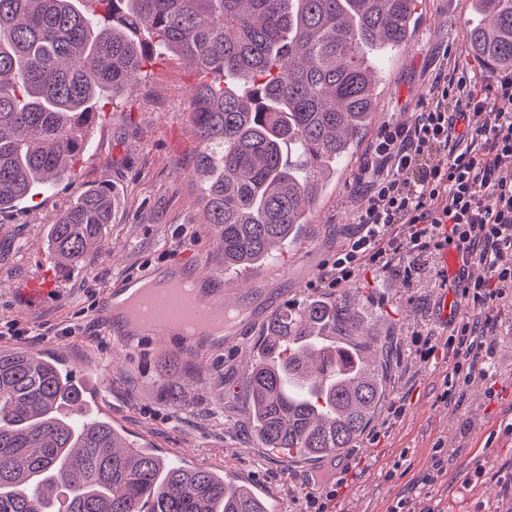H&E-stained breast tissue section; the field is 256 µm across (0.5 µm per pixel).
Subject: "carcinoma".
I'll use <instances>...</instances> for the list:
<instances>
[{"mask_svg":"<svg viewBox=\"0 0 512 512\" xmlns=\"http://www.w3.org/2000/svg\"><path fill=\"white\" fill-rule=\"evenodd\" d=\"M0 0V212L72 177L104 93L117 97L153 53L173 51L201 82L189 121L191 177L224 271L277 261L367 130L376 60L407 45L417 0ZM467 50L512 69V0H474ZM114 197L85 188L48 225L51 258L83 267L112 224ZM359 324L355 303L314 299L273 314L243 392L261 446L338 456L373 421L388 340L333 345ZM45 351L0 350V512H266L217 470L174 467L100 416Z\"/></svg>","mask_w":512,"mask_h":512,"instance_id":"carcinoma-1","label":"carcinoma"}]
</instances>
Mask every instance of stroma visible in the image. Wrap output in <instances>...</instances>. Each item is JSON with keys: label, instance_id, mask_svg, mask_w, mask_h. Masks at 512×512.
Returning a JSON list of instances; mask_svg holds the SVG:
<instances>
[{"label": "stroma", "instance_id": "1", "mask_svg": "<svg viewBox=\"0 0 512 512\" xmlns=\"http://www.w3.org/2000/svg\"><path fill=\"white\" fill-rule=\"evenodd\" d=\"M472 0H419L415 33L403 48L384 55L377 107L356 152L340 167L300 239L281 257L287 281L273 295L302 303L321 297H353L361 326L393 340L388 392L357 443L331 461H296L257 447L245 425L238 383L262 325H244L220 349L119 346L101 318L104 289L143 266L201 257L216 265L215 237L201 221L189 176L197 141L188 119L193 88L206 75L174 53L153 56L139 81L117 98L96 101L101 122L71 179L56 183L15 210L0 214V323L26 319L35 333L21 340L0 337V348L48 350L61 355L73 375L104 369L107 399L130 438L150 436L151 448H179L190 464L223 469L227 480L248 476L266 501L303 512L308 496L325 497L336 487L332 512H389L400 498L431 499L440 512H512V299L476 310L462 299L442 316L443 277L436 252L403 254L335 288L316 282L323 264L348 245L364 201L358 184L369 149L388 122H413L429 102L439 74L467 69L493 78L491 69L468 54L466 36L475 22ZM108 185L118 194L111 230L90 255L84 278L60 303L23 315L13 296L32 268L48 267L44 229L84 188ZM482 316L497 327L493 379L451 380L453 362L438 351L425 356L427 334H447L449 320ZM79 322L72 336L57 325ZM185 391V403L170 400L165 386ZM443 444L448 463L436 482L434 448ZM482 476H475L476 466Z\"/></svg>", "mask_w": 512, "mask_h": 512}]
</instances>
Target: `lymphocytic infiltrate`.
<instances>
[{
    "label": "lymphocytic infiltrate",
    "mask_w": 512,
    "mask_h": 512,
    "mask_svg": "<svg viewBox=\"0 0 512 512\" xmlns=\"http://www.w3.org/2000/svg\"><path fill=\"white\" fill-rule=\"evenodd\" d=\"M445 150L447 165H430L426 150ZM512 70L485 81L461 74L412 124L383 126L370 147L367 203L358 233L319 282L328 288L384 266L390 255L454 247L460 263L451 283L482 308L512 295ZM486 272L469 276L472 261ZM496 329L491 321L450 325L435 346L454 360V373L489 376Z\"/></svg>",
    "instance_id": "lymphocytic-infiltrate-1"
}]
</instances>
